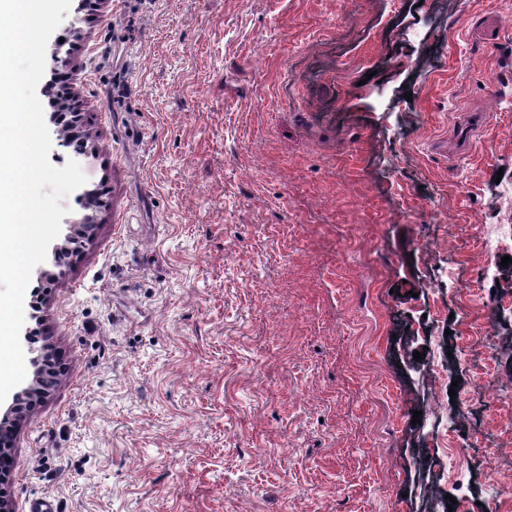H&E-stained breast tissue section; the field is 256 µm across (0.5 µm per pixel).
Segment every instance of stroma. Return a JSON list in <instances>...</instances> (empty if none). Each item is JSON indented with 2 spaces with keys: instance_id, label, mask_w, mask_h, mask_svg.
Wrapping results in <instances>:
<instances>
[{
  "instance_id": "obj_1",
  "label": "stroma",
  "mask_w": 512,
  "mask_h": 512,
  "mask_svg": "<svg viewBox=\"0 0 512 512\" xmlns=\"http://www.w3.org/2000/svg\"><path fill=\"white\" fill-rule=\"evenodd\" d=\"M94 238L31 277L13 512H419L447 456L396 337L458 317L470 501L512 485L481 225L512 182V0H72ZM422 254L408 268V252ZM422 412L414 421V412ZM493 470H484L485 460Z\"/></svg>"
}]
</instances>
